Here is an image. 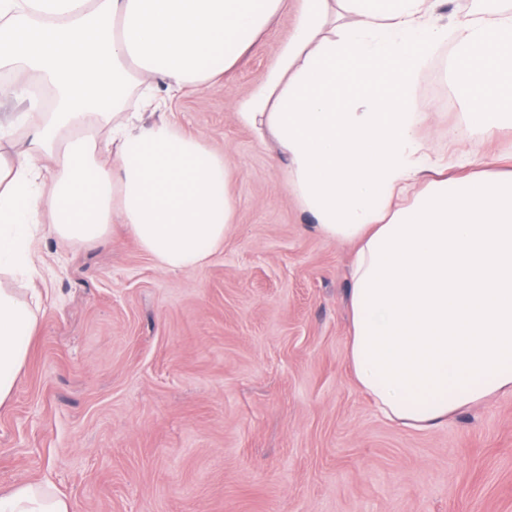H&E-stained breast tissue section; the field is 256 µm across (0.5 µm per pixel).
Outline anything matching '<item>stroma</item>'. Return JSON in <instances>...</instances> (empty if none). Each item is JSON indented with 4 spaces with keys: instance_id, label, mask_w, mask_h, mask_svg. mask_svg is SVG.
I'll return each mask as SVG.
<instances>
[{
    "instance_id": "1",
    "label": "stroma",
    "mask_w": 512,
    "mask_h": 512,
    "mask_svg": "<svg viewBox=\"0 0 512 512\" xmlns=\"http://www.w3.org/2000/svg\"><path fill=\"white\" fill-rule=\"evenodd\" d=\"M294 20L177 106L231 165L233 225L204 267L160 270L119 224L37 237L12 282L43 299L0 405L1 489L46 483L75 512H512V395L430 431L385 420L347 363L355 247L310 229L275 141L236 119ZM416 93L436 153H512V128L467 122L447 52Z\"/></svg>"
}]
</instances>
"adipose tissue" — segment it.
Wrapping results in <instances>:
<instances>
[{
    "instance_id": "1",
    "label": "adipose tissue",
    "mask_w": 512,
    "mask_h": 512,
    "mask_svg": "<svg viewBox=\"0 0 512 512\" xmlns=\"http://www.w3.org/2000/svg\"><path fill=\"white\" fill-rule=\"evenodd\" d=\"M293 33L238 121L270 135L288 190L324 237L356 247L347 360L379 413L430 430L512 395V155L448 174L420 125L418 78L439 48L471 124L512 127V7L441 0H0V70L26 85L27 142L0 131V272L29 255L39 225L91 244L124 224L158 268L204 266L233 224L231 165L182 129L172 105L218 81L273 19ZM42 292L0 281V403L13 393ZM0 512H74L40 482L0 492Z\"/></svg>"
}]
</instances>
